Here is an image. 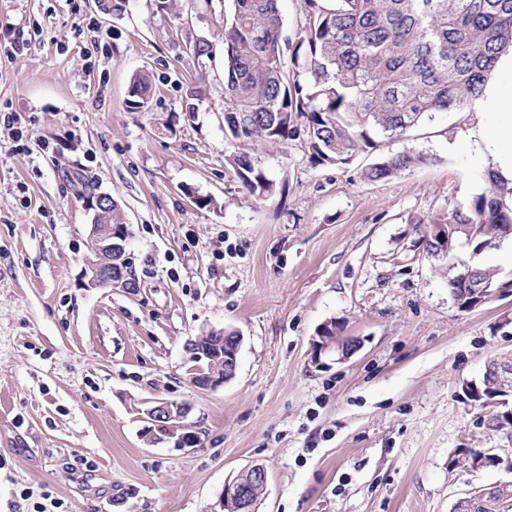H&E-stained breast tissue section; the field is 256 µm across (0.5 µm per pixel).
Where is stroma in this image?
Segmentation results:
<instances>
[{
	"mask_svg": "<svg viewBox=\"0 0 512 512\" xmlns=\"http://www.w3.org/2000/svg\"><path fill=\"white\" fill-rule=\"evenodd\" d=\"M231 0L161 12L127 0H0V104L23 133H0V512H213L254 463L269 475L260 512H453L505 466L455 463L461 448L512 449L468 402L465 383L512 357V289L458 310L448 281L467 261L512 280V242L479 256L426 254L419 224L466 206L492 155L466 148L512 125V74L494 115L468 107L424 121L383 153L432 155L402 177L364 178L374 158L315 166L302 141L253 145L224 130V78L198 80L188 46L221 40ZM149 72L145 111L126 106ZM273 181L241 187L230 155ZM130 226L136 288H88L90 192ZM212 198L202 209L192 195ZM364 346L348 361L312 344L327 321ZM234 328L238 373L195 387L193 341ZM187 403L193 447L147 439L152 401Z\"/></svg>",
	"mask_w": 512,
	"mask_h": 512,
	"instance_id": "stroma-1",
	"label": "stroma"
}]
</instances>
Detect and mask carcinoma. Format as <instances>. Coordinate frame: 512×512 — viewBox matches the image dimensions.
I'll return each instance as SVG.
<instances>
[{
  "label": "carcinoma",
  "instance_id": "cac0c4a2",
  "mask_svg": "<svg viewBox=\"0 0 512 512\" xmlns=\"http://www.w3.org/2000/svg\"><path fill=\"white\" fill-rule=\"evenodd\" d=\"M312 16L294 49L282 39L278 0H233L224 18V126L257 145L303 139L314 165L339 164L375 153L385 141L408 136L425 117L456 112L484 93L500 58L512 53V0H306ZM197 63L213 58V45L189 46ZM304 66L303 85L290 69ZM152 96L146 73L135 74L127 108L141 112ZM432 156L406 150L381 154L364 171L377 181L409 173ZM228 163L242 188L265 197L273 182L240 152ZM485 190L468 206L421 225V245L432 256L456 248L479 255L512 238V177L482 173ZM496 271L467 264L448 280L458 308L478 303L477 291L507 288ZM195 363L209 372V335L197 338ZM476 512H512V483L479 497Z\"/></svg>",
  "mask_w": 512,
  "mask_h": 512
}]
</instances>
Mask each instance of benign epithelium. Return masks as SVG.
<instances>
[{
    "label": "benign epithelium",
    "mask_w": 512,
    "mask_h": 512,
    "mask_svg": "<svg viewBox=\"0 0 512 512\" xmlns=\"http://www.w3.org/2000/svg\"><path fill=\"white\" fill-rule=\"evenodd\" d=\"M94 216L89 234L88 246L96 260L89 263L84 273V286L87 288H113L130 290L135 288L134 279L125 271V226L106 224L100 217L112 210V197L100 194L90 203ZM213 338L219 340L213 353L224 357V373L209 374L203 381L204 388L215 389L232 380L238 371L239 353L243 336L234 329L211 331ZM361 348V341L353 336L344 342L335 336H324L322 341L313 345L311 362L322 365L321 355L333 351L336 361L343 362ZM470 401L480 403L482 408H494L508 404V400L498 398L502 390L487 379L482 386L471 381L464 386ZM187 415L183 404L160 399L143 411V420L147 423L145 434L158 439V434L179 435V442L185 444L193 436L191 426L186 423ZM268 473L262 464H253L242 470L234 479L224 485V493L218 502L217 512H258L260 502L253 500L252 490L256 487L266 489Z\"/></svg>",
    "instance_id": "obj_1"
}]
</instances>
